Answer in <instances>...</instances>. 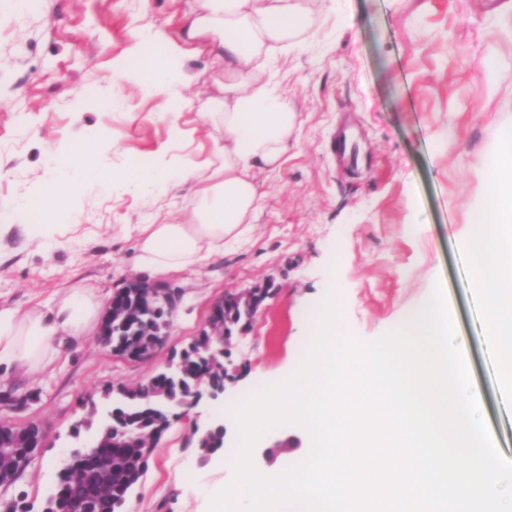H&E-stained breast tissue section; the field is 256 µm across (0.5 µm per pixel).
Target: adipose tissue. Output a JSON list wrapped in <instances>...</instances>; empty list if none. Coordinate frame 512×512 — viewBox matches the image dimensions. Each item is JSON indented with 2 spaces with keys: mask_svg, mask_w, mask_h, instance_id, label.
<instances>
[{
  "mask_svg": "<svg viewBox=\"0 0 512 512\" xmlns=\"http://www.w3.org/2000/svg\"><path fill=\"white\" fill-rule=\"evenodd\" d=\"M203 14L186 32L203 50L224 61V110L210 113L220 121L222 138L213 140L209 158L171 159L156 155L149 163L133 162L106 172L96 160L100 133L87 131L64 138L48 157L50 180L14 202L0 206V222L21 225L24 232L51 238L63 212L72 210L85 188L156 195L189 185L190 200L178 222L135 225L137 265L165 280L203 266L239 241L253 224L264 194L257 167L277 165L295 140L297 114L287 95L270 79L267 61L287 52L309 25L308 0H204ZM152 50L137 51L134 69L122 76L138 80L146 95L162 98V117L173 141L185 139L181 123L190 102L180 91L172 56L160 36ZM493 189L475 213L476 231L464 243L472 280L484 296L488 328L499 341V375L512 386V128L499 139L488 172ZM104 309L92 289L73 288L51 313L20 315L0 309V365L35 374L49 366L65 339L92 330Z\"/></svg>",
  "mask_w": 512,
  "mask_h": 512,
  "instance_id": "1",
  "label": "adipose tissue"
}]
</instances>
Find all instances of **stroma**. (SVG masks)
I'll return each mask as SVG.
<instances>
[{
    "label": "stroma",
    "instance_id": "1",
    "mask_svg": "<svg viewBox=\"0 0 512 512\" xmlns=\"http://www.w3.org/2000/svg\"><path fill=\"white\" fill-rule=\"evenodd\" d=\"M313 22L302 43L272 60L269 73L298 115L296 142L279 167L261 170L266 196L245 243L208 265L173 277L183 291L166 345L149 360L113 356L98 334L67 341L40 373L0 367V421H39L47 441L9 487L0 505L39 512L75 442L99 433L111 385L135 386L161 371L169 356L205 325L224 293L266 281L274 294L235 354L236 383L223 397L179 409L154 449L130 512H208L210 495L233 479L229 463L240 433L230 408L292 375L309 347V322L330 292H339L344 328L361 343L396 330L403 313L442 287L457 338L467 346L471 375L499 453L512 458V391L498 374V345L484 319L482 294L462 249L473 213L490 192L488 169L503 128L512 127V0H310ZM200 0H40L19 10L0 0V204L50 178L55 138L95 129L108 138L97 162L107 169L165 152L208 157L221 125L224 64L177 53L182 93L193 109L184 122L194 140L182 148L157 118L158 98L116 79L133 61L143 31L180 41ZM493 63L485 75V63ZM108 89L111 104L81 98ZM347 124L360 162L336 164L334 138ZM189 198L112 195L87 189L59 219L52 240L17 229L0 232V308L48 310L81 285L108 296L139 276L135 239L116 224H149L156 214L178 221ZM420 225L412 233L410 225ZM84 420L79 438L70 430ZM223 421V448L202 457L193 425ZM311 449L300 426L263 435L256 468L292 467Z\"/></svg>",
    "mask_w": 512,
    "mask_h": 512
}]
</instances>
